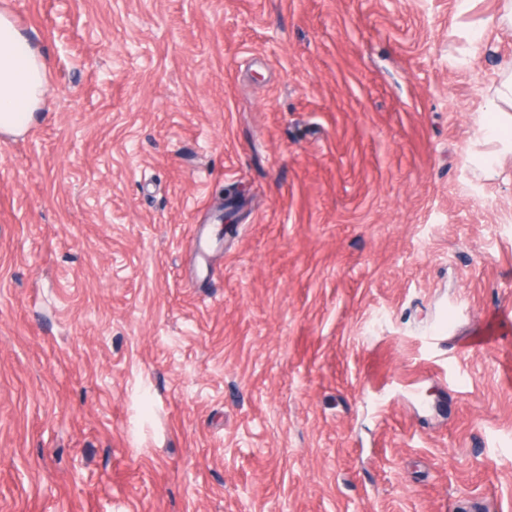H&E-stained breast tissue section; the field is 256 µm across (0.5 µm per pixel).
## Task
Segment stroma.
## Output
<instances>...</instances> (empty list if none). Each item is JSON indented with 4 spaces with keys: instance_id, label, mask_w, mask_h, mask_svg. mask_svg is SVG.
<instances>
[{
    "instance_id": "stroma-1",
    "label": "stroma",
    "mask_w": 512,
    "mask_h": 512,
    "mask_svg": "<svg viewBox=\"0 0 512 512\" xmlns=\"http://www.w3.org/2000/svg\"><path fill=\"white\" fill-rule=\"evenodd\" d=\"M500 10L0 0V512H512ZM45 66L14 23L0 15V133L18 134L42 103Z\"/></svg>"
}]
</instances>
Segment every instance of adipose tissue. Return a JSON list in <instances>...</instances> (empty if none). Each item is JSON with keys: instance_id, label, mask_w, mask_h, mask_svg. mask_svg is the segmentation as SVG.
Wrapping results in <instances>:
<instances>
[{"instance_id": "1", "label": "adipose tissue", "mask_w": 512, "mask_h": 512, "mask_svg": "<svg viewBox=\"0 0 512 512\" xmlns=\"http://www.w3.org/2000/svg\"><path fill=\"white\" fill-rule=\"evenodd\" d=\"M45 66L14 23L0 15V133L16 134L42 103Z\"/></svg>"}]
</instances>
